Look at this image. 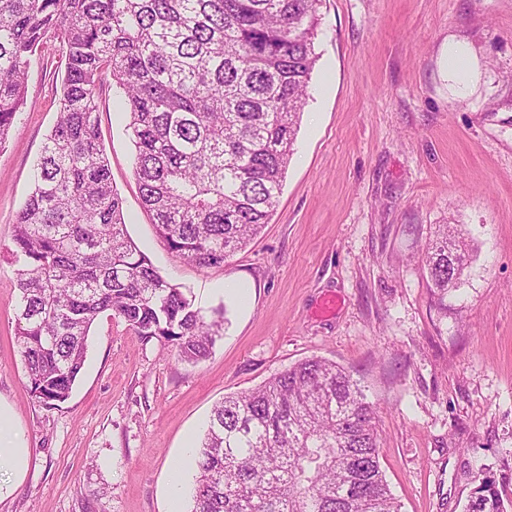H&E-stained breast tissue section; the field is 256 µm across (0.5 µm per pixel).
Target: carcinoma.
I'll list each match as a JSON object with an SVG mask.
<instances>
[{"label": "carcinoma", "mask_w": 512, "mask_h": 512, "mask_svg": "<svg viewBox=\"0 0 512 512\" xmlns=\"http://www.w3.org/2000/svg\"><path fill=\"white\" fill-rule=\"evenodd\" d=\"M320 0H0V145L44 44L65 49L58 119L13 224L15 338L30 392L70 397L103 314L198 363L224 335L126 231L100 145L96 91L122 89L143 207L170 250L221 267L269 223L317 61ZM470 239L443 225L423 262L443 296ZM375 405L311 358L216 404L196 448L191 512H400L380 466ZM463 512H505L487 479Z\"/></svg>", "instance_id": "1"}]
</instances>
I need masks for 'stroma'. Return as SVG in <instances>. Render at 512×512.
<instances>
[{"instance_id":"stroma-1","label":"stroma","mask_w":512,"mask_h":512,"mask_svg":"<svg viewBox=\"0 0 512 512\" xmlns=\"http://www.w3.org/2000/svg\"><path fill=\"white\" fill-rule=\"evenodd\" d=\"M318 56L269 224L219 268L169 250L144 209L121 90L99 123L126 230L195 306H225L197 364L118 317L93 327L70 398L32 396L15 339L13 223L55 124L65 57L49 43L0 147V406L28 448L0 512H169L174 465L214 405L312 357L351 370L377 406L380 462L401 512H462L483 480L512 500V0H321ZM471 52L466 92L449 43ZM474 243L437 301L421 254L437 225ZM332 310H324L326 300Z\"/></svg>"}]
</instances>
